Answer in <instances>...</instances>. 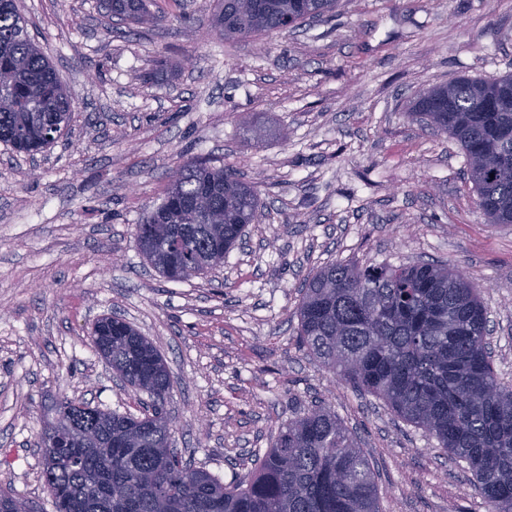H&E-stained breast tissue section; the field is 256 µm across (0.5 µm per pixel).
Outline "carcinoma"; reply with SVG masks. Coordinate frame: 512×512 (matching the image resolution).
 <instances>
[{"mask_svg": "<svg viewBox=\"0 0 512 512\" xmlns=\"http://www.w3.org/2000/svg\"><path fill=\"white\" fill-rule=\"evenodd\" d=\"M336 5L216 0L211 24L231 41L324 18ZM150 6L107 0L112 16L141 27L162 20ZM73 101L16 0H0V142L43 151L69 129ZM413 112L458 142L489 222L512 224V74L432 87ZM181 169L134 231L144 258L173 282L224 263L259 216L254 186L236 172L194 158ZM296 314L299 346L327 373L465 462L492 512H512V385L494 367L481 290L458 266L337 261L307 280ZM91 342L152 403L134 415L57 399L72 426L64 460L44 467L56 512H382L375 470L327 405L280 424L255 470L224 484L170 442L173 381L156 346L112 316L95 322Z\"/></svg>", "mask_w": 512, "mask_h": 512, "instance_id": "1", "label": "carcinoma"}]
</instances>
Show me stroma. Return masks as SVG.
I'll return each instance as SVG.
<instances>
[{
  "mask_svg": "<svg viewBox=\"0 0 512 512\" xmlns=\"http://www.w3.org/2000/svg\"><path fill=\"white\" fill-rule=\"evenodd\" d=\"M17 3L75 112L43 153L0 143V490L55 512L35 441L57 397L139 413L146 394L90 341L112 314L167 361L174 448L223 482L324 402L383 512H490L464 464L298 348L295 311L334 261L458 264L512 384V224L488 222L459 145L409 113L432 86L512 73V0H339L331 19L230 42L213 0H157V27L108 18L102 0ZM195 156L237 169L260 217L220 267L169 282L134 227Z\"/></svg>",
  "mask_w": 512,
  "mask_h": 512,
  "instance_id": "1",
  "label": "stroma"
}]
</instances>
